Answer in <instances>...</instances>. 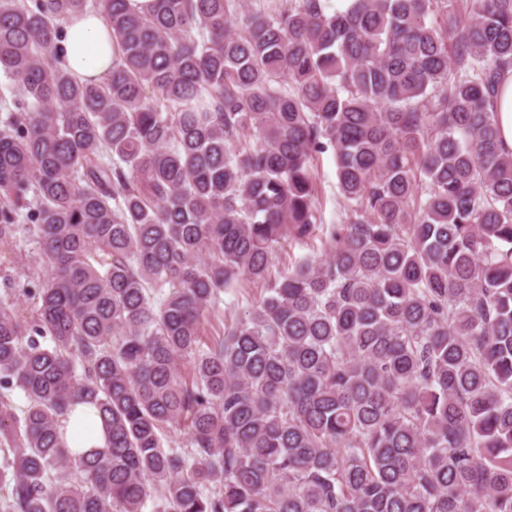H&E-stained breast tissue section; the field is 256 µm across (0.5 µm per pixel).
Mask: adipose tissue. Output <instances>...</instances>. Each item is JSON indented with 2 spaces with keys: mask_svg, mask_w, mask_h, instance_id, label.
<instances>
[{
  "mask_svg": "<svg viewBox=\"0 0 512 512\" xmlns=\"http://www.w3.org/2000/svg\"><path fill=\"white\" fill-rule=\"evenodd\" d=\"M56 53L62 64L79 80L100 79L112 67V43L102 14L88 9L71 17L63 27L62 36L56 44ZM92 411V406L79 404L62 419L61 428L68 447L82 452L105 448L102 429L90 433L79 429L80 421Z\"/></svg>",
  "mask_w": 512,
  "mask_h": 512,
  "instance_id": "ef3b65f1",
  "label": "adipose tissue"
}]
</instances>
